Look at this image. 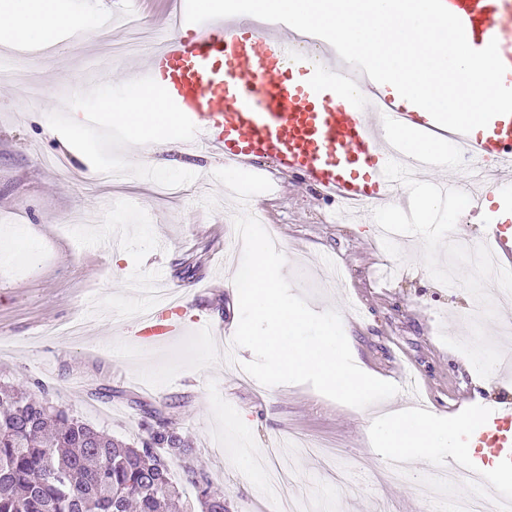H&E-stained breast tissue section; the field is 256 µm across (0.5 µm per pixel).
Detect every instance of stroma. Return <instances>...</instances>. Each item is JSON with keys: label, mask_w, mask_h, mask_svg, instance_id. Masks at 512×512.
<instances>
[{"label": "stroma", "mask_w": 512, "mask_h": 512, "mask_svg": "<svg viewBox=\"0 0 512 512\" xmlns=\"http://www.w3.org/2000/svg\"><path fill=\"white\" fill-rule=\"evenodd\" d=\"M110 2L66 0L92 17V34L62 32L50 49L0 44V64L16 70L0 81V381L40 382L54 404L132 445L151 421L146 406L167 409L230 512H271L283 497L311 500L312 512H430L448 498L428 483L437 461L386 478L387 453L368 433L366 417L390 411L388 401L357 409L306 384L264 386L242 368L253 353L239 347L224 357L216 336L150 348L136 340L129 314L150 303L148 285L178 294L182 323H220L234 335V217L246 197L286 259L293 293L314 310L339 312L360 361L400 386L402 403L457 416L466 398L475 410L512 399L506 368L480 382L469 359L440 341L443 332L471 338L474 299L430 276L419 238L395 236L397 260L371 210L337 222L321 189L277 174L270 162L231 173L212 151L177 142L155 153L146 174L117 129L74 127L75 110L96 112L112 98L113 62L141 71L147 48L173 32L167 17L176 0H162L140 12L152 34L128 50L133 32L95 17ZM106 162L122 169L121 181L95 178ZM163 181L182 193L158 195ZM301 439L335 450L342 482L319 455L294 453L277 497L256 493L240 444L259 459Z\"/></svg>", "instance_id": "stroma-1"}]
</instances>
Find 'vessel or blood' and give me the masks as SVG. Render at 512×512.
Instances as JSON below:
<instances>
[{
    "instance_id": "b4317fda",
    "label": "vessel or blood",
    "mask_w": 512,
    "mask_h": 512,
    "mask_svg": "<svg viewBox=\"0 0 512 512\" xmlns=\"http://www.w3.org/2000/svg\"><path fill=\"white\" fill-rule=\"evenodd\" d=\"M463 23L476 49L497 41L499 55L512 70V0H444ZM179 34L165 38L148 58V67L123 89L124 94L152 88L179 116L169 137L202 145L239 168L268 159L284 174L300 176L350 204L385 206L402 186L383 170L397 159L394 132L427 134L440 127L430 116L386 99L383 113L369 110L358 86L367 75L346 65L335 50L312 56L299 31L288 25L258 30L249 17L200 24L180 22ZM453 155L490 159L494 168L485 186L512 190V115L492 119L479 135L448 132ZM496 260L512 267V225L493 231ZM171 304H154L135 328L137 338L158 343L183 332ZM470 448L494 453L512 447V404L487 408L479 428L466 438ZM445 470L481 477L463 453L446 457Z\"/></svg>"
}]
</instances>
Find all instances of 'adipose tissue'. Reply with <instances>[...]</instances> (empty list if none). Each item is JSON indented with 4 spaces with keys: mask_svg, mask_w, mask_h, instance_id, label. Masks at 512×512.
Listing matches in <instances>:
<instances>
[{
    "mask_svg": "<svg viewBox=\"0 0 512 512\" xmlns=\"http://www.w3.org/2000/svg\"><path fill=\"white\" fill-rule=\"evenodd\" d=\"M79 23V18L66 10L64 0H0V30H9L16 38L31 43L48 42L54 32ZM102 109L114 124L135 135L155 136L162 146L171 142L163 130L175 124L177 116L151 89H141L131 98L107 100ZM464 429L462 423L406 408L394 410L384 422L370 426L373 439L388 453L415 462L445 456L452 449L462 450L460 436Z\"/></svg>",
    "mask_w": 512,
    "mask_h": 512,
    "instance_id": "adipose-tissue-1",
    "label": "adipose tissue"
}]
</instances>
